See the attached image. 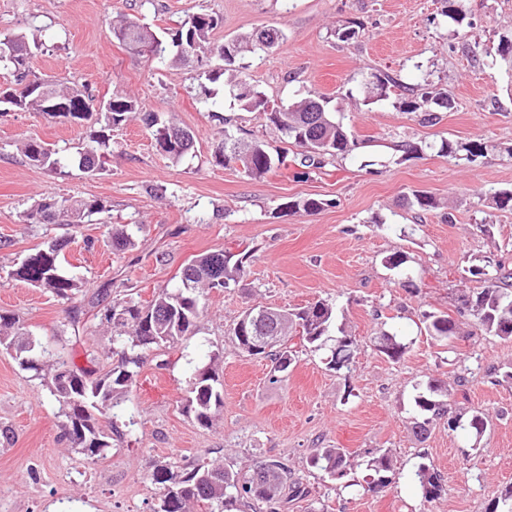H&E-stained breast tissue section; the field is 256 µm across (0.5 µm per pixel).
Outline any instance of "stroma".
I'll return each instance as SVG.
<instances>
[{
  "mask_svg": "<svg viewBox=\"0 0 512 512\" xmlns=\"http://www.w3.org/2000/svg\"><path fill=\"white\" fill-rule=\"evenodd\" d=\"M469 24L458 38L441 14V0H0V35L40 34L33 73L88 85L100 98L131 95L161 122L195 136L192 156L176 161L157 150L151 129L133 118L112 133V152L96 175L76 167L53 172L20 152L36 138L60 156L75 155L87 129L63 118L0 106V312L23 325L37 350L93 365L116 364L102 313L81 318L77 339L57 330L68 302L12 277L31 249L65 234V269L83 283L79 300L107 289L104 305L127 298L146 302L175 289L197 256L248 253L239 283L206 293L208 313L193 335L173 348L150 350L127 398L109 417L120 432L103 458L91 461L64 436L65 419L46 380L23 369L14 351L0 348V512H155L163 492L149 479L159 461L186 467L223 464L241 473L271 459L306 496L281 512H484L512 485V341L484 333L447 343L429 336L426 312L454 313L460 290L480 287L472 266L484 259L512 270V209L497 210L476 189H512V74L494 66L501 37L512 36V0H456ZM213 12L223 23L216 43L264 27L284 32L267 53L246 55L244 74L274 104L310 95L330 97L348 131L361 143L302 173L292 162L252 178L241 166L215 163L225 134L265 142L291 154L295 145L260 112H245L209 82L207 67L146 60L112 38L109 22L138 17L153 30H176L188 15ZM357 19L353 40L336 27ZM386 72L399 84L427 82L448 95L452 110L436 124L400 110V91L365 104L363 82ZM478 140L491 149L478 163L448 161L442 141ZM422 145L402 157L395 142ZM438 208L409 205L414 192ZM96 200L102 213L68 232L62 224H31L27 212L42 197ZM321 200L315 213L288 202ZM130 228L134 244L113 249L110 231ZM406 263L389 268L394 252ZM332 304L333 328L357 339L351 370L333 371L323 352L288 344L295 361L274 375L270 359L241 352L233 329L252 306L295 309L316 300ZM397 333L412 345L394 363L374 347L376 336ZM99 357L87 362L84 352ZM213 368L223 404L212 425L184 410L198 370ZM439 380L458 392L453 411L483 410L491 428L480 445L446 420L417 439L410 424L417 388ZM352 456L344 477L312 467L317 448ZM389 454L395 477L383 491H367L369 459ZM431 465L446 491L426 501L410 478Z\"/></svg>",
  "mask_w": 512,
  "mask_h": 512,
  "instance_id": "1",
  "label": "stroma"
}]
</instances>
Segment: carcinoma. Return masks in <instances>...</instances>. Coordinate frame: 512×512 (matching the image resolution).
Masks as SVG:
<instances>
[{
    "mask_svg": "<svg viewBox=\"0 0 512 512\" xmlns=\"http://www.w3.org/2000/svg\"><path fill=\"white\" fill-rule=\"evenodd\" d=\"M442 16L459 25L455 34L466 37L468 31L460 28L464 16L453 5V0H445ZM222 24V17L213 13H195L187 16L179 28L167 35H161L137 18H128L121 24L109 28L115 38L131 53L159 59L171 57L174 64L191 59L197 63L209 62L216 55H222V65L209 71V80L215 82L227 74L224 88L246 112L264 111L268 100L265 95L250 87L243 78L236 63L246 53L267 52L261 45L260 35L271 37L278 43L284 34L277 28H267L264 33L254 31L235 36L222 44L211 41V34ZM15 49V54L0 55V69L12 72L16 87L0 89V103L9 104L19 110L41 112L51 117H63L74 123H88L90 130L86 142L77 155L65 160L53 156L46 145L37 139H28L22 144V152L28 161L39 167L58 170L68 163L82 172L94 175L101 168L102 159L112 152V131L123 127L136 114L141 112L137 101L115 94L99 103L96 96L85 85L68 82H55L32 74L29 59L32 51L29 41L22 34L0 38V47ZM398 86L396 79L388 73L371 75L363 87L364 101L374 103L388 97V89ZM331 98L318 95L305 97L287 105H280L279 111L267 113L270 123L300 149L298 165L304 168L321 169L327 157L337 154H351L359 148V142L350 137L344 125L334 116L330 106ZM399 108L405 112L424 113V120L433 123L439 119L438 112L453 108V101L441 94L415 85L404 88ZM143 113V112H141ZM144 124L153 130L156 146L166 155L180 160L194 151V137L186 129L176 125H158L152 113H143ZM179 131L184 138L176 145L167 147L164 136ZM489 145L472 141L469 143H441L439 153L451 160H464L475 163L485 157ZM213 158L219 165L239 163L245 172L254 178L268 173L273 165V157L262 142L246 143L232 135L215 148ZM479 198L488 201L500 210L512 208V190H481ZM103 206L96 200L57 199L45 196L27 214L30 223L52 224L59 217L67 224H83L85 219L100 213ZM68 240L49 241L22 260L12 272V276L51 293L53 296L73 301L81 287L79 279L66 273L62 268L65 259L64 249ZM225 251L203 254L191 260L183 269L181 285L174 291H160L152 300L141 304L132 299L114 302L106 309L105 320L112 325V352L119 356L112 370L102 376H95V370L76 366L59 356L49 364L51 369V395L62 407L65 427L74 447L94 458L111 447L112 437L101 427L95 413L103 414L127 397L137 376V368L142 364L141 352L151 349L170 348L182 337L194 333L198 320L207 311L204 291L227 288L239 282L246 274V256L237 258L226 265L223 262ZM491 264L470 269V273L483 286L473 290H462L457 295L456 312L471 321V325L489 336L502 340L512 339V328H504V320L512 319V289L507 279L512 275L496 265L490 272ZM333 308L318 300L308 306L288 311L278 322L279 343L265 350L252 348L247 337L253 335V325L242 328L237 322L234 339L238 347L248 355H265L271 359L273 371L284 372L292 363V353L288 350L290 332L300 328L303 342L312 350L326 349L328 368L336 371L349 370L354 363L355 338L341 333L328 335L333 322ZM425 329L428 335L442 341L453 342L461 334L460 322L445 313L425 315ZM22 335L16 327L15 318L0 314V345L13 348L20 364L27 370L39 374L44 368V355H29L28 345L19 340ZM375 348L388 359L398 362L404 358L410 343L401 337L384 333L377 337ZM217 378L211 368L200 370L192 382L190 397L185 411L196 420L208 426L212 423V410L222 405L221 393L216 387ZM451 390L441 381L435 380L417 392L414 398L412 431L416 437L425 439L430 432V424L448 417V430L455 432L461 428L468 431L479 445L490 424V417L484 411H472L449 415ZM311 463L320 467L332 477L341 478L348 465V452L344 448H317ZM373 471L367 490L380 492L391 484L392 459L387 453L380 454L368 462ZM150 479L162 486L163 497H172L169 507L158 512H192L194 506L210 504L224 506L240 498L266 505L269 512H278L282 491L287 486L288 469L279 461L269 460L256 464L245 474L234 473L219 464H198L186 473H179L170 463L154 466ZM411 479L423 490L424 498L432 501L441 497L443 478L441 474L425 463L418 464L411 473ZM485 512H512V485L505 487L485 508Z\"/></svg>",
    "mask_w": 512,
    "mask_h": 512,
    "instance_id": "cac0c4a2",
    "label": "carcinoma"
}]
</instances>
